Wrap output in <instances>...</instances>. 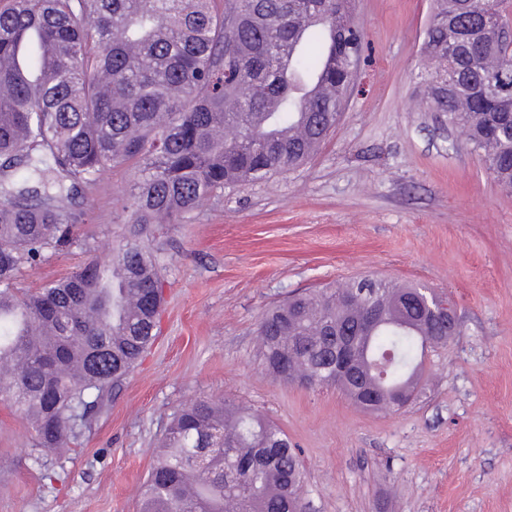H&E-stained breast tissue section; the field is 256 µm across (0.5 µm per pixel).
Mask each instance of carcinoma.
<instances>
[{"instance_id": "obj_1", "label": "carcinoma", "mask_w": 512, "mask_h": 512, "mask_svg": "<svg viewBox=\"0 0 512 512\" xmlns=\"http://www.w3.org/2000/svg\"><path fill=\"white\" fill-rule=\"evenodd\" d=\"M352 0H6L0 6V401L38 445L68 446L119 387L159 328L156 256L134 240L69 276L16 286L75 234L59 195L30 183L42 164L93 188L134 170L128 223L182 224L200 200L308 162L335 127L354 81L362 32ZM512 0H435L423 78L435 112L512 189ZM119 267L112 283L100 273ZM416 285L362 279L293 295L258 325L269 372L334 386L336 340L356 336L355 373L391 396L424 393L429 349L459 334L421 307ZM303 472L288 436L233 400L174 414L139 512H304Z\"/></svg>"}]
</instances>
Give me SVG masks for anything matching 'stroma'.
Returning <instances> with one entry per match:
<instances>
[{
  "label": "stroma",
  "mask_w": 512,
  "mask_h": 512,
  "mask_svg": "<svg viewBox=\"0 0 512 512\" xmlns=\"http://www.w3.org/2000/svg\"><path fill=\"white\" fill-rule=\"evenodd\" d=\"M432 8L354 0L359 68L308 163L142 234L165 280L158 338L72 449L41 451L0 405V512H138L172 414L204 397L249 405L287 434L308 512H512V192L447 114L419 102ZM132 179L120 166L84 191L76 243L24 268L20 286L66 277L128 237ZM361 277L421 284L457 309L459 335L426 356V396L397 413L275 380L258 349L272 305Z\"/></svg>",
  "instance_id": "stroma-1"
}]
</instances>
